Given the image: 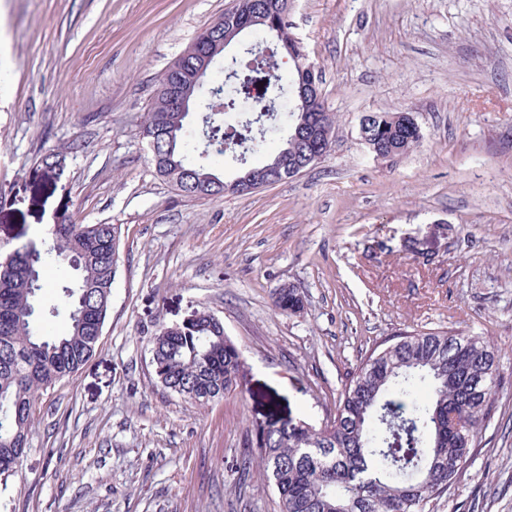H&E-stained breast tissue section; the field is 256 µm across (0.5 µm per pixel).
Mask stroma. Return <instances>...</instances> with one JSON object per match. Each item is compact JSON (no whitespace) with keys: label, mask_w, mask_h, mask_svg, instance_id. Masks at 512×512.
Here are the masks:
<instances>
[{"label":"stroma","mask_w":512,"mask_h":512,"mask_svg":"<svg viewBox=\"0 0 512 512\" xmlns=\"http://www.w3.org/2000/svg\"><path fill=\"white\" fill-rule=\"evenodd\" d=\"M231 3L0 0V259L66 216L122 228L99 349L40 399L0 512H282L258 472H235L255 425H322L373 349L446 328L494 343L500 385L430 512H512V0H292L330 152L250 194L192 197L156 173L142 125ZM371 112L411 113L418 147L370 152ZM285 286L301 312L275 310ZM201 310L247 371L206 405L151 362L160 327Z\"/></svg>","instance_id":"35a3bbf8"}]
</instances>
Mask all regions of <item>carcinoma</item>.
I'll return each mask as SVG.
<instances>
[{"mask_svg":"<svg viewBox=\"0 0 512 512\" xmlns=\"http://www.w3.org/2000/svg\"><path fill=\"white\" fill-rule=\"evenodd\" d=\"M226 70L234 79V94L223 96L224 111L243 112L240 139L226 141L224 123L205 118L208 145L219 156L238 147L241 171L258 170L283 160V152L306 151L303 131L315 121L310 103L302 112L284 114L255 108L250 86L254 74L268 77L265 97L272 99L283 80L296 81V72L281 74L264 67L257 56L231 58ZM157 93L143 126L154 143L151 154L162 157L156 172L181 178L179 190L188 196L221 198L212 179L224 181L207 163H194L197 146L187 130L189 115L160 112ZM370 135L382 152L404 154L421 140L418 124L408 112H375ZM270 130L281 141L277 151L253 163L247 155L261 152ZM46 247L31 254L17 248L10 263L0 262V453L27 448L34 409L57 382L78 371L99 346L118 273L112 255L121 248L118 224H54ZM68 267L84 287L62 286L67 325L50 336L36 325L39 294L45 287L43 270ZM283 314L304 308L296 288H281L273 299ZM160 359L161 383L196 403L203 395H224L243 388L242 352L224 335V325L203 310L194 320L161 327L152 343ZM498 348L483 336L455 330L400 334L376 349L349 377L336 404V413L316 427L304 420L277 428L255 426L252 442L259 449L245 454L236 470L245 480L256 467L278 495L285 512H426L427 505L448 494L461 475L463 463L478 446L485 423L495 409ZM454 414L461 427L448 426Z\"/></svg>","mask_w":512,"mask_h":512,"instance_id":"cac0c4a2","label":"carcinoma"}]
</instances>
